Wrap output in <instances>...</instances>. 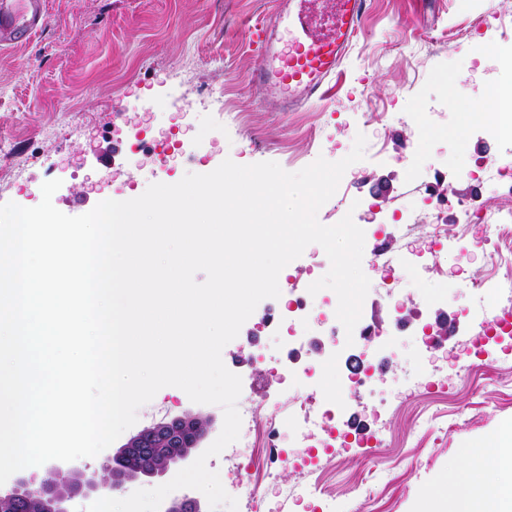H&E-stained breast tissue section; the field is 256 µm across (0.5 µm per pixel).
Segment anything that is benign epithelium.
I'll return each mask as SVG.
<instances>
[{
	"label": "benign epithelium",
	"instance_id": "obj_1",
	"mask_svg": "<svg viewBox=\"0 0 512 512\" xmlns=\"http://www.w3.org/2000/svg\"><path fill=\"white\" fill-rule=\"evenodd\" d=\"M214 419L201 413H184L144 427L131 435L118 451L106 456L101 470L88 467L72 470L77 480L59 489L52 477L53 466L42 480L33 474L18 473L12 485L0 494V502L10 504V512H69L68 505L78 497L88 498L124 490L145 479L165 478L173 469L190 464L204 448ZM159 448L167 449L173 463L157 465L150 457ZM160 512H204L198 499L183 493L168 495Z\"/></svg>",
	"mask_w": 512,
	"mask_h": 512
}]
</instances>
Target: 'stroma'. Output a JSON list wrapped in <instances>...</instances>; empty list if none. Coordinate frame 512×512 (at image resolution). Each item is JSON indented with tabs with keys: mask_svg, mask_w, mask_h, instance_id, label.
Wrapping results in <instances>:
<instances>
[{
	"mask_svg": "<svg viewBox=\"0 0 512 512\" xmlns=\"http://www.w3.org/2000/svg\"><path fill=\"white\" fill-rule=\"evenodd\" d=\"M49 24L29 42L0 46V204L33 207L43 182L58 179L61 212L77 216L112 198L140 196L149 184L205 174L223 160L248 165L277 162L296 172L317 158L347 156L357 134L367 138L364 160L344 173L318 212L323 224L352 215L367 232L362 270L377 289L367 311L381 342L395 354L363 358L386 403L350 394L345 422L378 430L375 458L387 475L370 499L354 486L366 449L351 446L321 455L315 469L284 468L263 475L267 450L254 439L238 456L253 458L249 473L226 455L208 460L226 492L241 497L256 483L273 512H308L304 487L314 480L336 490L335 512H418L470 451L490 446L512 423V352L497 355L496 379L481 382L467 350L471 326L444 314L466 307L462 283L491 274L485 254L432 262L427 226L442 217L452 236L471 241L482 227L461 226L455 210H425L401 223L417 191L434 188L457 202L478 198L488 210L512 205V184L490 175L503 164L502 138L488 132L482 109L492 92L512 84L497 50H512V0H368L351 44L325 98L296 112L274 111L251 80L258 51L245 35L269 17L275 0H46ZM223 96V109L211 99ZM150 143L181 138L182 150L130 153L129 135ZM206 132L197 148L198 132ZM100 191H88L91 182ZM329 259L309 245L289 263L274 305L286 310L298 289L324 276ZM448 284V300L425 304ZM404 308L396 327L393 304ZM280 331L255 310L224 348V364L242 379V396L257 393L281 406L297 385L277 360ZM465 408L463 424L440 440L418 441L413 419L428 411ZM189 411L222 420L221 407L192 402L176 387L161 389L138 411L137 428Z\"/></svg>",
	"mask_w": 512,
	"mask_h": 512,
	"instance_id": "35a3bbf8",
	"label": "stroma"
}]
</instances>
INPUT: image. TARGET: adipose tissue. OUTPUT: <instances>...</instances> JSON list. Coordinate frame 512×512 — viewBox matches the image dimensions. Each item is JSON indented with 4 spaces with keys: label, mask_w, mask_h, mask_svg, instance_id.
I'll list each match as a JSON object with an SVG mask.
<instances>
[{
    "label": "adipose tissue",
    "mask_w": 512,
    "mask_h": 512,
    "mask_svg": "<svg viewBox=\"0 0 512 512\" xmlns=\"http://www.w3.org/2000/svg\"><path fill=\"white\" fill-rule=\"evenodd\" d=\"M420 512H512V467L497 451L477 449L460 461L438 494L425 497Z\"/></svg>",
    "instance_id": "adipose-tissue-1"
}]
</instances>
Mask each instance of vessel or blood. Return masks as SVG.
Returning <instances> with one entry per match:
<instances>
[{
	"instance_id": "b4317fda",
	"label": "vessel or blood",
	"mask_w": 512,
	"mask_h": 512,
	"mask_svg": "<svg viewBox=\"0 0 512 512\" xmlns=\"http://www.w3.org/2000/svg\"><path fill=\"white\" fill-rule=\"evenodd\" d=\"M311 2L277 0L252 72L279 111L323 97L326 79L335 74L358 33L367 0H329L328 23L321 33L307 20ZM47 22L45 0H0V45L27 40Z\"/></svg>"
}]
</instances>
